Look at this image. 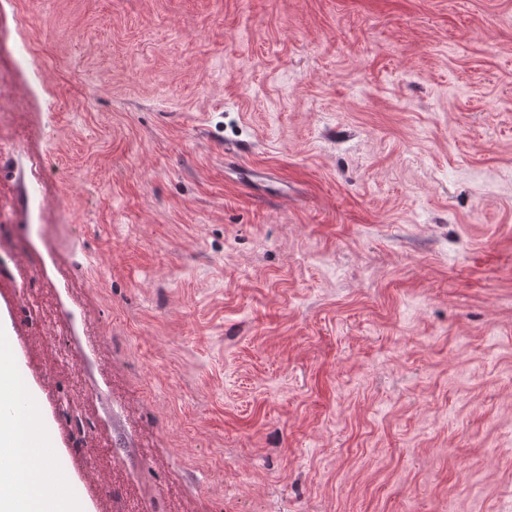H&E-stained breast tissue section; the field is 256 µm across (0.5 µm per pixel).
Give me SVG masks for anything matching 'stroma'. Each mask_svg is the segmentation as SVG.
<instances>
[{
	"mask_svg": "<svg viewBox=\"0 0 512 512\" xmlns=\"http://www.w3.org/2000/svg\"><path fill=\"white\" fill-rule=\"evenodd\" d=\"M5 9L0 333L78 512H512V0Z\"/></svg>",
	"mask_w": 512,
	"mask_h": 512,
	"instance_id": "stroma-1",
	"label": "stroma"
}]
</instances>
